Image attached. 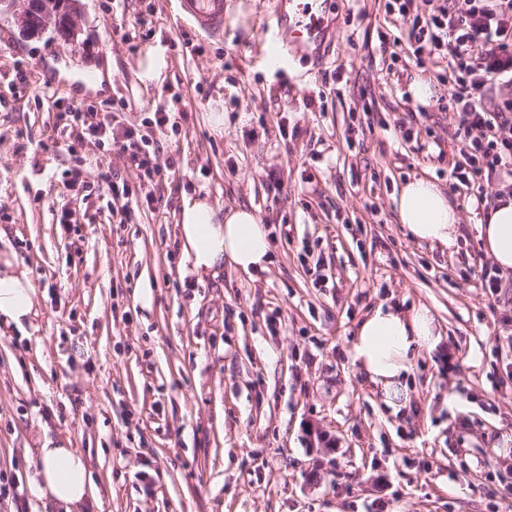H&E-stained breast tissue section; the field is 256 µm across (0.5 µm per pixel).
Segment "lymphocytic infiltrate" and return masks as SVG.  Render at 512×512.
I'll return each instance as SVG.
<instances>
[{
	"mask_svg": "<svg viewBox=\"0 0 512 512\" xmlns=\"http://www.w3.org/2000/svg\"><path fill=\"white\" fill-rule=\"evenodd\" d=\"M389 12L409 20L408 46L381 38L391 62L409 52L418 64L446 60L438 78L448 86L447 109L462 142V163L451 176L454 189L473 190L498 182V198L512 197V0H440L422 11L415 0H388ZM67 149L84 139L125 159L145 177L159 174L158 148L140 128L125 124L117 112H84L70 103L59 113Z\"/></svg>",
	"mask_w": 512,
	"mask_h": 512,
	"instance_id": "lymphocytic-infiltrate-1",
	"label": "lymphocytic infiltrate"
}]
</instances>
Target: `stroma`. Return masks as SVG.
Listing matches in <instances>:
<instances>
[{"label": "stroma", "mask_w": 512, "mask_h": 512, "mask_svg": "<svg viewBox=\"0 0 512 512\" xmlns=\"http://www.w3.org/2000/svg\"><path fill=\"white\" fill-rule=\"evenodd\" d=\"M385 3L328 0L323 53L284 73L266 38L276 0H232L220 38L180 0H80L72 44L0 16V252L26 268L38 313L0 335V482L13 489L0 512H47L31 486L46 438L87 459L83 512H512V275L482 286L486 210L450 187L448 88L412 57L388 73L379 36L408 43L410 24ZM150 46L168 65L146 90ZM106 65L104 90L81 83ZM418 80L427 102L410 93ZM74 99L136 125L170 112L148 129L160 175L140 179L89 139L50 149ZM84 160L128 197L67 187ZM419 176L460 213L456 253L398 222L394 197ZM190 197L252 210L266 269L199 280L178 235ZM111 203L127 223L109 221ZM65 205L76 223H62ZM381 304L427 306L442 334L397 412L350 356Z\"/></svg>", "instance_id": "obj_1"}]
</instances>
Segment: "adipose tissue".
Listing matches in <instances>:
<instances>
[{"mask_svg": "<svg viewBox=\"0 0 512 512\" xmlns=\"http://www.w3.org/2000/svg\"><path fill=\"white\" fill-rule=\"evenodd\" d=\"M398 221L411 238L455 251L462 236L459 215L434 182L415 178L395 199ZM478 234L501 272H512V200L490 210ZM181 246L198 277L214 276L224 268L245 273L265 269L270 258L268 232L249 209L217 213L204 198L184 201L179 221ZM34 288L25 270L11 255L0 256V335L25 330L37 312ZM441 333L429 308L402 311L380 305L355 328L351 356L362 377L392 409L408 398L405 377L413 360L434 351ZM40 465L32 486L38 497L64 512L82 505L91 487L87 459L68 442L44 439L38 449Z\"/></svg>", "mask_w": 512, "mask_h": 512, "instance_id": "1", "label": "adipose tissue"}]
</instances>
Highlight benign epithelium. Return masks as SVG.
Instances as JSON below:
<instances>
[{
  "instance_id": "benign-epithelium-1",
  "label": "benign epithelium",
  "mask_w": 512,
  "mask_h": 512,
  "mask_svg": "<svg viewBox=\"0 0 512 512\" xmlns=\"http://www.w3.org/2000/svg\"><path fill=\"white\" fill-rule=\"evenodd\" d=\"M79 0H0V15L10 13L24 36L58 30L66 21L68 39L77 36Z\"/></svg>"
}]
</instances>
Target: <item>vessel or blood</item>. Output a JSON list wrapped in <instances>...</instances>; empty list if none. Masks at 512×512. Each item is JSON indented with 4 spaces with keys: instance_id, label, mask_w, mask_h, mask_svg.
Returning <instances> with one entry per match:
<instances>
[{
    "instance_id": "b4317fda",
    "label": "vessel or blood",
    "mask_w": 512,
    "mask_h": 512,
    "mask_svg": "<svg viewBox=\"0 0 512 512\" xmlns=\"http://www.w3.org/2000/svg\"><path fill=\"white\" fill-rule=\"evenodd\" d=\"M288 4L290 9L283 18V40L289 52H319L322 39L332 26L327 11L317 7L316 0H288ZM181 5L202 32L212 37L223 36L229 15L227 0H181Z\"/></svg>"
}]
</instances>
